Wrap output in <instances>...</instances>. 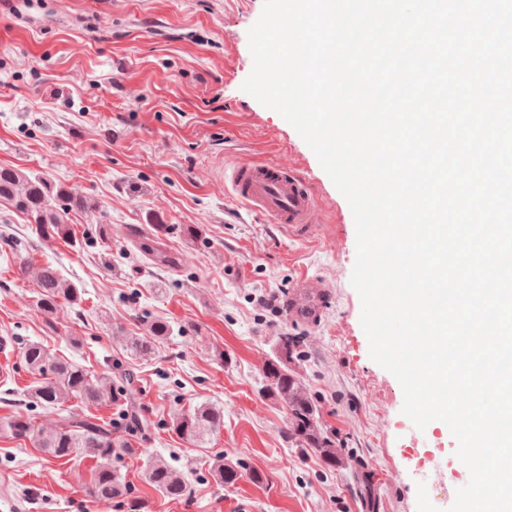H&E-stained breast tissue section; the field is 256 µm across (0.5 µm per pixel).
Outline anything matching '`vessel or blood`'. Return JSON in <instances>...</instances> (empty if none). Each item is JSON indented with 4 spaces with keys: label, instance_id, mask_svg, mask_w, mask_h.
Returning <instances> with one entry per match:
<instances>
[{
    "label": "vessel or blood",
    "instance_id": "obj_1",
    "mask_svg": "<svg viewBox=\"0 0 512 512\" xmlns=\"http://www.w3.org/2000/svg\"><path fill=\"white\" fill-rule=\"evenodd\" d=\"M224 184L236 201L288 230L301 231L317 221L318 200L293 174L290 165L238 162L225 169ZM330 296L328 284L311 277L302 278L288 295L289 318L318 325Z\"/></svg>",
    "mask_w": 512,
    "mask_h": 512
}]
</instances>
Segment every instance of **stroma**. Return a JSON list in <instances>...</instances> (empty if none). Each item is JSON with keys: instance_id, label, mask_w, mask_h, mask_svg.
I'll list each match as a JSON object with an SVG mask.
<instances>
[{"instance_id": "obj_1", "label": "stroma", "mask_w": 512, "mask_h": 512, "mask_svg": "<svg viewBox=\"0 0 512 512\" xmlns=\"http://www.w3.org/2000/svg\"><path fill=\"white\" fill-rule=\"evenodd\" d=\"M263 0H0V167L28 169L96 199L100 215L70 213L75 243L42 239L0 202V337L39 342L98 375L130 377L112 403L26 407L34 428L61 413L114 422L112 465L131 486L112 501L90 497L96 460H52L29 438L0 429V512H418L417 486L453 488L470 478L455 464L446 425L418 430L402 413L399 381L369 356L361 300L350 283L356 228L348 201L315 153L274 110L244 92L253 68L248 31ZM299 167L317 193L319 222L300 238L224 191L233 163ZM112 227L99 238L97 223ZM198 224L200 238L184 236ZM153 235L176 264L129 256L131 229ZM52 263L83 290L80 306L53 319L18 257ZM332 287L317 326L290 320L296 281ZM275 296L272 304L259 295ZM171 334L150 360L125 344L142 323ZM298 337L300 380L344 461L326 463L289 432L288 410L261 391L281 332ZM13 358L0 378V418L33 384ZM201 403L224 425L198 445L172 421ZM149 423L129 434L130 410ZM182 471L189 493L170 499L146 482L152 457ZM238 465L234 484L213 476L217 458ZM260 472L264 480L254 483Z\"/></svg>"}]
</instances>
